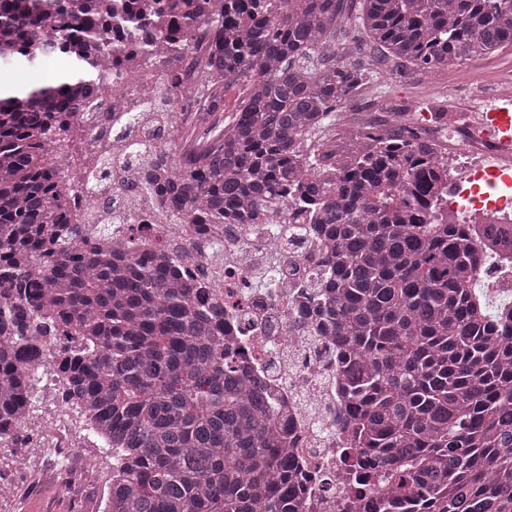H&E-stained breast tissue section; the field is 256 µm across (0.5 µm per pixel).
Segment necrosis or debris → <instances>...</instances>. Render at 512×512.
I'll list each match as a JSON object with an SVG mask.
<instances>
[{
    "label": "necrosis or debris",
    "instance_id": "1",
    "mask_svg": "<svg viewBox=\"0 0 512 512\" xmlns=\"http://www.w3.org/2000/svg\"><path fill=\"white\" fill-rule=\"evenodd\" d=\"M157 4L134 3L150 27L135 33L113 29L112 88L90 100L69 130L75 138L87 135L119 145L113 166L129 176L140 167L128 147L144 139L142 113L159 106L185 122L188 113L199 109L204 81L224 82L223 71L214 65L223 32L199 21L172 25ZM511 96L508 67L499 72L490 99L457 113L451 124L432 126L448 140V198L465 223L512 225V195L494 192L497 178L512 168V142L486 121L494 102ZM164 235L198 254L223 242L224 285L209 294L224 304V334L232 347L244 350L247 371L265 383L279 407L307 512H336L344 494L337 480L342 463L336 449L343 442L338 421L346 405L336 339L291 340L283 334L296 310L286 276L316 268L320 255L314 238L299 234L293 224H169ZM273 240L282 250V278L275 282L264 275L266 248Z\"/></svg>",
    "mask_w": 512,
    "mask_h": 512
}]
</instances>
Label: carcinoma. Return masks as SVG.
Listing matches in <instances>:
<instances>
[{"mask_svg": "<svg viewBox=\"0 0 512 512\" xmlns=\"http://www.w3.org/2000/svg\"><path fill=\"white\" fill-rule=\"evenodd\" d=\"M112 0H0V62L59 55L88 74L67 87L0 96V445L50 366L66 401L112 456L104 512H293L299 482L274 400L224 348V304L180 280L183 255L130 224H70L57 187L96 183L146 206L124 176L102 187L103 154L54 143L78 96L112 86ZM185 21L227 30L224 76L244 82L233 121L178 171L168 224H272L273 206L306 216L328 248L290 336H334L347 389L340 453L352 512H512V304L491 313L476 277L475 229L448 220V160L421 137L371 128L336 157V111L369 73H435L512 46V0H241L221 15L190 0ZM354 18L373 67L336 53ZM169 117L152 113L149 140ZM483 265L512 253L485 224ZM60 341L51 359L44 342ZM387 483L386 495L372 496Z\"/></svg>", "mask_w": 512, "mask_h": 512, "instance_id": "cac0c4a2", "label": "carcinoma"}]
</instances>
